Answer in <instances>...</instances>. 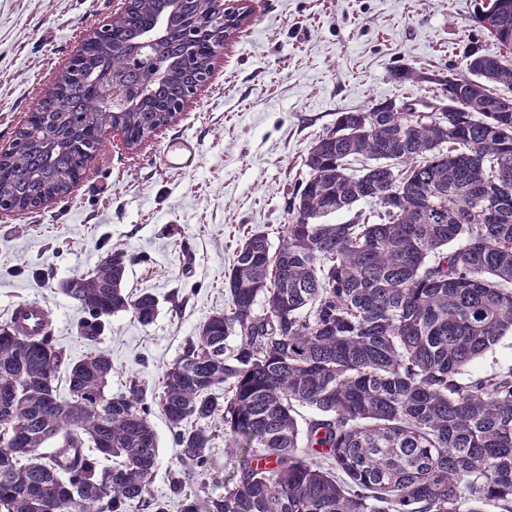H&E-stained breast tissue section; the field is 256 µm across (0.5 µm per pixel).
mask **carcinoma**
Returning a JSON list of instances; mask_svg holds the SVG:
<instances>
[{"mask_svg":"<svg viewBox=\"0 0 512 512\" xmlns=\"http://www.w3.org/2000/svg\"><path fill=\"white\" fill-rule=\"evenodd\" d=\"M173 11L162 57L191 66L160 84L152 67L129 69L128 48ZM209 16L210 0H131L0 156V202L25 213L67 194L108 145L99 127L133 148L171 123L236 31L205 30ZM476 36L490 45L469 54L470 83L451 67L393 72L433 84L443 111L388 100L337 113L304 157L278 247L257 231L237 249L229 311L186 340L156 396L180 448V512H512V367L460 379L512 335V0H486ZM102 66L153 94L109 111L81 76ZM340 212L354 216L323 222ZM129 263L115 248L76 287L60 282L86 314L81 337L122 312L155 320L152 294L125 292ZM66 359L51 332L0 325V512H167L149 497L159 443L146 387L110 396L103 350ZM65 363L67 399L54 385ZM299 407L314 412L303 427ZM220 431L239 466L201 498L186 487L208 473Z\"/></svg>","mask_w":512,"mask_h":512,"instance_id":"cac0c4a2","label":"carcinoma"}]
</instances>
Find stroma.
<instances>
[{"mask_svg":"<svg viewBox=\"0 0 512 512\" xmlns=\"http://www.w3.org/2000/svg\"><path fill=\"white\" fill-rule=\"evenodd\" d=\"M482 2L251 0L250 18L218 55L212 78L170 125L134 148L111 141L62 199L0 215V324L16 305L38 302L70 361L96 348L110 354V395L127 393L134 379L158 391L186 339L228 310L224 276L246 232L279 243L310 145L337 113L429 99L428 83L394 80L397 66L467 72ZM120 4L0 0V146L11 144L86 30ZM176 138L198 143L196 169L160 165ZM114 248L131 258L127 292L155 295L158 315L147 326L128 313L112 316L92 344L78 334L81 309L58 284ZM151 421L160 464L149 495L179 512L170 492L179 466L174 434L160 407Z\"/></svg>","mask_w":512,"mask_h":512,"instance_id":"1","label":"stroma"}]
</instances>
